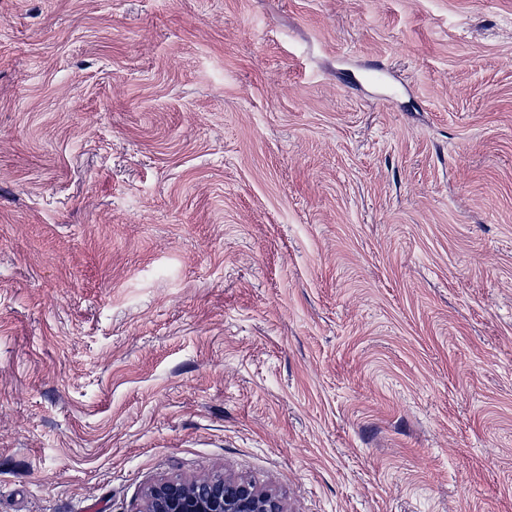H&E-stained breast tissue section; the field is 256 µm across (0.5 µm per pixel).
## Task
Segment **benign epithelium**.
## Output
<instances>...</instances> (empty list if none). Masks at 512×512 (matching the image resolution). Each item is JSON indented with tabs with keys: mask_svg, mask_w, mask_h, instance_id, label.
<instances>
[{
	"mask_svg": "<svg viewBox=\"0 0 512 512\" xmlns=\"http://www.w3.org/2000/svg\"><path fill=\"white\" fill-rule=\"evenodd\" d=\"M141 512H285L281 499L245 479L168 480L152 485Z\"/></svg>",
	"mask_w": 512,
	"mask_h": 512,
	"instance_id": "obj_1",
	"label": "benign epithelium"
}]
</instances>
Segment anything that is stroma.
Instances as JSON below:
<instances>
[{"mask_svg": "<svg viewBox=\"0 0 512 512\" xmlns=\"http://www.w3.org/2000/svg\"><path fill=\"white\" fill-rule=\"evenodd\" d=\"M217 476L512 512V0H0V512Z\"/></svg>", "mask_w": 512, "mask_h": 512, "instance_id": "1", "label": "stroma"}]
</instances>
